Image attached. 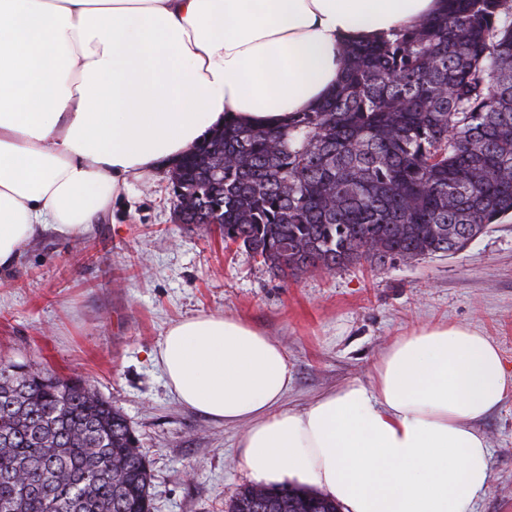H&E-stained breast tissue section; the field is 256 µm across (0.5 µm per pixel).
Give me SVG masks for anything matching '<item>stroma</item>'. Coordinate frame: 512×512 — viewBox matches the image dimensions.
<instances>
[{
    "label": "stroma",
    "mask_w": 512,
    "mask_h": 512,
    "mask_svg": "<svg viewBox=\"0 0 512 512\" xmlns=\"http://www.w3.org/2000/svg\"><path fill=\"white\" fill-rule=\"evenodd\" d=\"M201 313L242 317L286 349L293 409L366 379L394 337L433 323L481 331L512 369V219L451 255L283 278L226 249L218 229L175 223L160 169L81 236L38 235L0 273V358L81 376L125 412L150 462L153 512H224L249 483L241 431L179 404L150 357L170 323ZM479 428L492 482L471 512H512V398Z\"/></svg>",
    "instance_id": "1"
}]
</instances>
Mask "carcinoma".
Masks as SVG:
<instances>
[{"label":"carcinoma","instance_id":"cac0c4a2","mask_svg":"<svg viewBox=\"0 0 512 512\" xmlns=\"http://www.w3.org/2000/svg\"><path fill=\"white\" fill-rule=\"evenodd\" d=\"M344 77L276 128L231 124L170 168L173 194L220 211L224 241L275 274L454 254L512 217V0L440 14L342 48ZM228 155L214 183L210 171ZM125 414L80 378L0 360V512H153ZM338 512L292 485L240 488L226 512Z\"/></svg>","mask_w":512,"mask_h":512}]
</instances>
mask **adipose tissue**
<instances>
[{
    "label": "adipose tissue",
    "mask_w": 512,
    "mask_h": 512,
    "mask_svg": "<svg viewBox=\"0 0 512 512\" xmlns=\"http://www.w3.org/2000/svg\"><path fill=\"white\" fill-rule=\"evenodd\" d=\"M443 0H0V269L71 239L129 180L214 126L286 124L342 81L343 45L437 15ZM153 358L184 407L243 429L253 485L297 483L343 512H471L491 483L480 422L512 371L477 330L396 337L353 381L286 406L288 353L242 318L170 324Z\"/></svg>",
    "instance_id": "1"
}]
</instances>
